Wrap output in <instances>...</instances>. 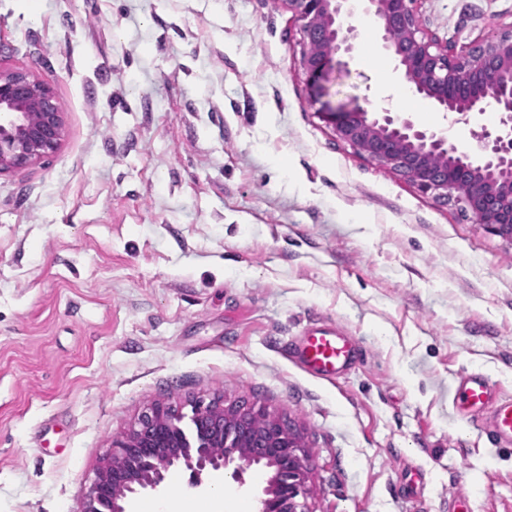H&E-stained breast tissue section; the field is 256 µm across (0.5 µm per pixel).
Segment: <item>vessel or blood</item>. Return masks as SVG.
<instances>
[{"label":"vessel or blood","instance_id":"vessel-or-blood-1","mask_svg":"<svg viewBox=\"0 0 512 512\" xmlns=\"http://www.w3.org/2000/svg\"><path fill=\"white\" fill-rule=\"evenodd\" d=\"M289 355L304 372L331 380L359 364L364 350L342 329H315L299 337ZM454 405L466 419L476 421L494 446L512 447V396L492 388L484 375L463 377Z\"/></svg>","mask_w":512,"mask_h":512}]
</instances>
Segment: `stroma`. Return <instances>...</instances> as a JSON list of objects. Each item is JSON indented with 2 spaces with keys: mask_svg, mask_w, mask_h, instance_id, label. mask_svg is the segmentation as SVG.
Segmentation results:
<instances>
[{
  "mask_svg": "<svg viewBox=\"0 0 512 512\" xmlns=\"http://www.w3.org/2000/svg\"><path fill=\"white\" fill-rule=\"evenodd\" d=\"M419 7L459 47L512 24V0ZM351 23L359 53L316 89L279 0H0V63L65 121L0 173V512H81L148 405L241 399L304 428L309 512H512V449L453 407L468 371L512 394V245L336 138L343 104L475 143ZM314 326L363 363L303 372L287 348Z\"/></svg>",
  "mask_w": 512,
  "mask_h": 512,
  "instance_id": "stroma-1",
  "label": "stroma"
}]
</instances>
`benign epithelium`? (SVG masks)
I'll return each mask as SVG.
<instances>
[{
	"label": "benign epithelium",
	"instance_id": "7a95c632",
	"mask_svg": "<svg viewBox=\"0 0 512 512\" xmlns=\"http://www.w3.org/2000/svg\"><path fill=\"white\" fill-rule=\"evenodd\" d=\"M300 24L301 67L314 81L335 58L357 49L349 19L358 9L377 23L383 49L410 90L438 112L469 122L493 108V125H479L477 147L460 150L441 129L418 125L388 109L343 108L324 113L336 137L363 158L414 184L436 201H453L474 223L512 244V25L458 52L428 36L418 0H280ZM0 173L26 167L59 149L63 110L56 94L24 70L0 68ZM184 416L161 404L142 412L89 485L82 512H126L132 495L168 489L172 473L189 471L201 485L206 470L249 469L267 478L254 512H308L310 491L303 432L291 421L247 401L195 405L191 431Z\"/></svg>",
	"mask_w": 512,
	"mask_h": 512
}]
</instances>
